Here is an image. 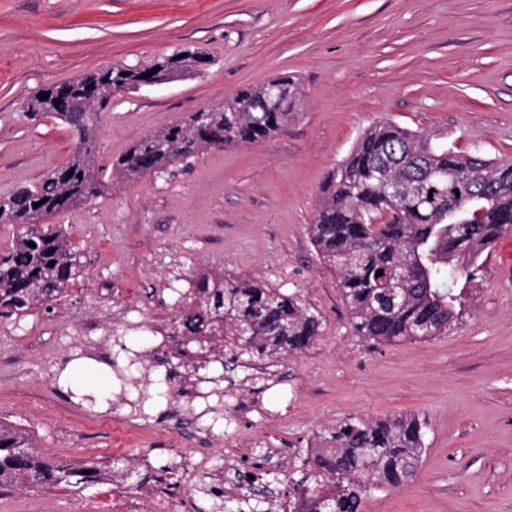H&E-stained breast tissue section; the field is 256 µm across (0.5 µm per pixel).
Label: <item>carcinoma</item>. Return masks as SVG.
Instances as JSON below:
<instances>
[{"label": "carcinoma", "mask_w": 512, "mask_h": 512, "mask_svg": "<svg viewBox=\"0 0 512 512\" xmlns=\"http://www.w3.org/2000/svg\"><path fill=\"white\" fill-rule=\"evenodd\" d=\"M161 79L211 64L203 52L182 50L153 61ZM141 68L118 64L76 81L50 85L35 96L32 115L50 113L84 126V149L47 177L0 200V224L15 225L0 249V307L22 313L51 302L78 278L83 262L60 228H30L78 202L105 192L112 181L93 171L95 112H56L64 90L97 106L93 93L108 85L131 87ZM288 77L244 89L224 106L195 112L138 141L115 164L122 177L155 174L209 146L257 142L288 123L299 99ZM512 234V161L478 153L459 155L388 121L359 138L349 156L329 171L309 225L317 256L337 276L357 335L377 344L426 340L448 333L463 314L459 280L478 279L481 254ZM34 246H28V243ZM54 266H48L49 262ZM383 275H376L377 271ZM194 296L182 306L180 327L189 336L221 325L208 337L228 354L225 368L272 372L279 360L309 347L320 320L300 298L265 282L206 273L190 278ZM310 455L319 480L299 481L291 512H362L367 492L399 487L413 478L424 451V423L415 415L385 419L350 416L323 429ZM121 459L68 464L33 450L31 438L0 422V489L84 491L126 477Z\"/></svg>", "instance_id": "cac0c4a2"}]
</instances>
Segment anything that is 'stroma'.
<instances>
[{
  "mask_svg": "<svg viewBox=\"0 0 512 512\" xmlns=\"http://www.w3.org/2000/svg\"><path fill=\"white\" fill-rule=\"evenodd\" d=\"M186 49L211 64L117 92L99 113L100 177L138 140L239 90L288 76L299 105L267 138L201 149L49 218L84 266L54 302L0 314V422L58 461L122 458L135 473L82 492L17 488L0 495V512H123L133 502L139 512H216L208 472L223 468L224 449L271 444L289 458L263 476L282 512L318 431L403 413L425 423L418 472L368 497L364 512H512V285L495 250L447 335L377 344L355 335L308 236L327 172L378 121L512 160V0H0V197L78 145L61 120L29 116L40 88ZM197 273L270 283L321 320L314 344L240 387L261 412L246 409L230 430L216 418L204 440L169 428L163 401L129 420L138 391L117 380L132 350L145 353L150 381L178 371L156 353L153 330L179 319L171 288ZM129 301L142 328L120 323ZM98 346L111 358L92 385L81 365ZM188 457L208 469H184Z\"/></svg>",
  "mask_w": 512,
  "mask_h": 512,
  "instance_id": "35a3bbf8",
  "label": "stroma"
}]
</instances>
